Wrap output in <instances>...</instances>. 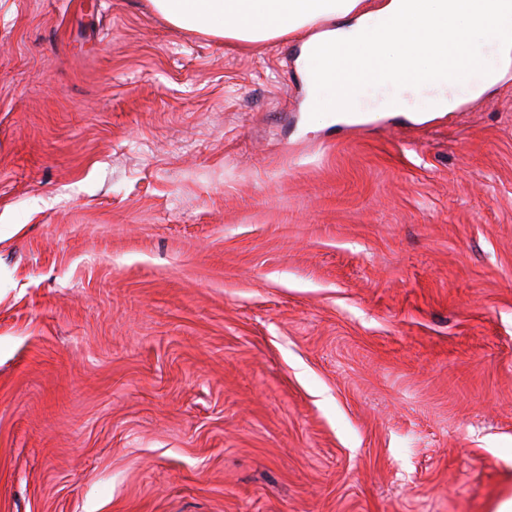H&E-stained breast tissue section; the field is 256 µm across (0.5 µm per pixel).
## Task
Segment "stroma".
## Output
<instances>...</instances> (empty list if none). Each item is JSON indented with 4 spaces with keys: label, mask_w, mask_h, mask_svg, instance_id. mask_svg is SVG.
Masks as SVG:
<instances>
[{
    "label": "stroma",
    "mask_w": 512,
    "mask_h": 512,
    "mask_svg": "<svg viewBox=\"0 0 512 512\" xmlns=\"http://www.w3.org/2000/svg\"><path fill=\"white\" fill-rule=\"evenodd\" d=\"M301 44L0 0V512L512 500V67L345 122Z\"/></svg>",
    "instance_id": "obj_1"
}]
</instances>
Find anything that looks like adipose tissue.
<instances>
[{
	"mask_svg": "<svg viewBox=\"0 0 512 512\" xmlns=\"http://www.w3.org/2000/svg\"><path fill=\"white\" fill-rule=\"evenodd\" d=\"M172 26L214 36L243 48L292 38L321 22L337 28L311 35L299 62L308 75L312 112H362L366 89L384 90L387 108L407 109L420 101L425 112H444L459 98L456 71L493 84L506 64L507 48L492 35L512 39V7L490 0H381L364 10L363 0H150ZM399 32L381 27L382 16Z\"/></svg>",
	"mask_w": 512,
	"mask_h": 512,
	"instance_id": "1",
	"label": "adipose tissue"
}]
</instances>
